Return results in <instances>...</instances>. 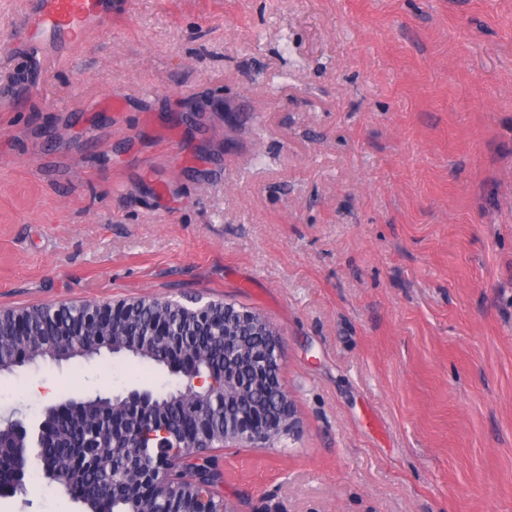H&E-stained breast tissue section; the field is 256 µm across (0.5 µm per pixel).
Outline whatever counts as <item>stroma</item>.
<instances>
[{
    "instance_id": "obj_1",
    "label": "stroma",
    "mask_w": 512,
    "mask_h": 512,
    "mask_svg": "<svg viewBox=\"0 0 512 512\" xmlns=\"http://www.w3.org/2000/svg\"><path fill=\"white\" fill-rule=\"evenodd\" d=\"M27 7L0 0V308L268 318L298 425L213 450L233 512H512V0H112L45 73ZM166 377L31 363L0 419ZM26 486L0 512H87Z\"/></svg>"
}]
</instances>
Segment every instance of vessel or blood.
Masks as SVG:
<instances>
[{
	"label": "vessel or blood",
	"instance_id": "vessel-or-blood-1",
	"mask_svg": "<svg viewBox=\"0 0 512 512\" xmlns=\"http://www.w3.org/2000/svg\"><path fill=\"white\" fill-rule=\"evenodd\" d=\"M111 24L112 0H31L21 32L31 58L49 69Z\"/></svg>",
	"mask_w": 512,
	"mask_h": 512
}]
</instances>
